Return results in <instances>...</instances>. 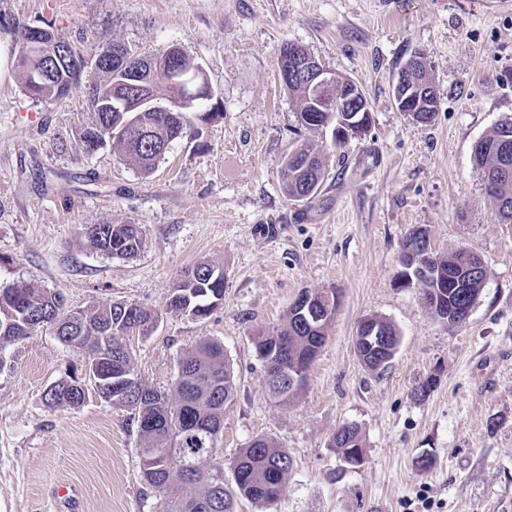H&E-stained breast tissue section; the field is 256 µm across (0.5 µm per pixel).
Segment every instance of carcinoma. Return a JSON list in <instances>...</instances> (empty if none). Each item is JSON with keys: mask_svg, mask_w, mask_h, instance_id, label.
Wrapping results in <instances>:
<instances>
[{"mask_svg": "<svg viewBox=\"0 0 512 512\" xmlns=\"http://www.w3.org/2000/svg\"><path fill=\"white\" fill-rule=\"evenodd\" d=\"M31 25L12 24L13 54L22 87L29 96L54 101L69 95L82 82H94L97 96L89 99L92 122L78 130L81 146L111 143L119 157L142 175L151 174L174 142L184 137L187 115L201 124L222 116L220 105L212 103L214 91L186 96L167 68L156 65V55H141L140 87L128 85L126 72L114 66L97 75L80 71L82 53L67 39L54 34L68 51L67 61L54 68L49 79L36 76L42 58L28 46L26 32ZM425 60L414 71V84L431 95L432 122L438 112V98ZM295 99L298 125L305 126L309 101L300 83H282ZM149 98V110L136 118L114 108V91ZM512 127V118L498 123L473 149V159L481 175L485 193L498 204L501 221L512 223V152L505 156L497 145L503 127ZM325 177L323 157L313 145H292L282 161V185L288 200L297 195L311 202ZM83 237L95 247L117 258H131L141 252L146 239L139 224H87ZM451 255L433 254L435 281L421 287L425 304L436 319L457 324L453 311L461 305H474L484 285L476 279L468 289L455 287L463 269ZM209 261H201L176 278L169 288L168 311L196 318L208 316L217 302L224 300V275ZM315 308L323 313L321 322L306 320L290 305L281 323L252 336L258 360L264 367V383L270 398L286 403L305 388L312 362L325 344L336 313V294L315 292ZM156 323L146 308L127 301H111L89 309H71L61 293L32 281L19 287L0 288V367L7 350L40 328L49 327L64 343L81 350L86 358L95 357L110 376L96 389L99 398L114 407H123L137 419L143 441L141 473L143 481L158 492L168 489L174 479L183 485L182 493L167 504L169 512H236L237 500H248L257 512H267L282 496L293 467L292 457L282 444L266 435L253 437L233 461V482H224L222 449L224 411L235 401L236 383L224 344L203 339L183 353L177 363V377L166 391L142 383L130 367L125 337L149 334ZM361 364L369 371L387 368L394 355L382 353L362 340L355 344ZM83 379L75 374L50 386L44 399L52 409L71 408L83 402ZM333 444L349 466L362 464L365 442L360 427L345 424L333 435Z\"/></svg>", "mask_w": 512, "mask_h": 512, "instance_id": "carcinoma-1", "label": "carcinoma"}]
</instances>
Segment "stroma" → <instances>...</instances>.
<instances>
[{
  "instance_id": "35a3bbf8",
  "label": "stroma",
  "mask_w": 512,
  "mask_h": 512,
  "mask_svg": "<svg viewBox=\"0 0 512 512\" xmlns=\"http://www.w3.org/2000/svg\"><path fill=\"white\" fill-rule=\"evenodd\" d=\"M0 15L47 23L86 58L116 41L136 52L180 45L200 62L222 119L188 128L144 177L110 145L85 153L84 89L28 97L0 32V286L35 280L71 308L128 301L155 312L127 337L141 381L167 389L203 339L224 344L237 395L224 415L225 462L257 435L293 468L274 512H512V224L496 215L472 164L475 143L512 117V0H0ZM304 46L359 82L365 134L299 128L281 89L283 44ZM426 53L439 96L432 123L396 109L393 84ZM324 156L320 195L288 200L281 161L294 139ZM141 224L134 259L82 237L87 224ZM427 228L435 252L466 247L485 286L464 324L432 317L421 289L393 282L401 244ZM224 269V301L206 318L167 310L172 281L198 262ZM335 293L328 338L305 389L285 404L264 386L253 334L280 323L299 292ZM376 315L400 334L385 371H368L354 337ZM84 354L37 330L0 369V512H165L176 490L143 483L130 410L97 397L50 409L44 390ZM435 384L425 400L411 390ZM360 427L366 459L350 468L332 437ZM434 457L430 469L417 464Z\"/></svg>"
}]
</instances>
